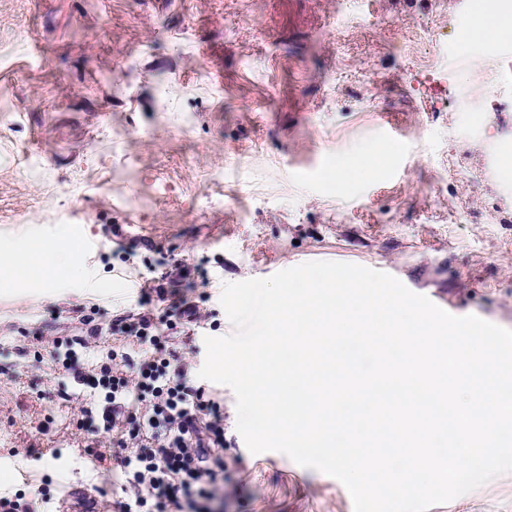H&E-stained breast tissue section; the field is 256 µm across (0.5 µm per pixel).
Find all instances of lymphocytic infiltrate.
Returning a JSON list of instances; mask_svg holds the SVG:
<instances>
[{
  "mask_svg": "<svg viewBox=\"0 0 512 512\" xmlns=\"http://www.w3.org/2000/svg\"><path fill=\"white\" fill-rule=\"evenodd\" d=\"M197 302H171L165 317L137 314L121 335L147 346L135 377L116 365L114 352L98 373L78 376L80 385L104 392L105 431L121 452L128 498L122 512H210L214 484L224 470V413L217 399L196 385L185 366L161 358L162 338L200 320Z\"/></svg>",
  "mask_w": 512,
  "mask_h": 512,
  "instance_id": "lymphocytic-infiltrate-1",
  "label": "lymphocytic infiltrate"
}]
</instances>
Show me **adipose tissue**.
<instances>
[{
	"mask_svg": "<svg viewBox=\"0 0 512 512\" xmlns=\"http://www.w3.org/2000/svg\"><path fill=\"white\" fill-rule=\"evenodd\" d=\"M512 35V14L503 10L501 0H483V9L475 41L487 44L503 42ZM81 254L80 244L69 236H61L48 247L35 246L14 256L6 268L7 281L28 276L52 278L65 268L74 266Z\"/></svg>",
	"mask_w": 512,
	"mask_h": 512,
	"instance_id": "ef3b65f1",
	"label": "adipose tissue"
}]
</instances>
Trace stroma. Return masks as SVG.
<instances>
[{
    "label": "stroma",
    "instance_id": "1",
    "mask_svg": "<svg viewBox=\"0 0 512 512\" xmlns=\"http://www.w3.org/2000/svg\"><path fill=\"white\" fill-rule=\"evenodd\" d=\"M468 17L467 0H0V238L95 244L60 279L0 285V496L119 512L103 405L55 342L159 308L140 286L174 263L203 319L168 350L195 373L204 336L233 331L224 284L306 262L512 329V44L457 45ZM205 388L224 407L215 512H352L337 479L251 453L231 388ZM430 512H512V473Z\"/></svg>",
    "mask_w": 512,
    "mask_h": 512
}]
</instances>
